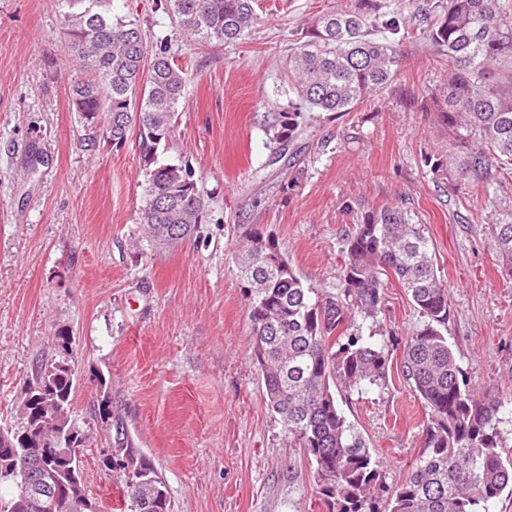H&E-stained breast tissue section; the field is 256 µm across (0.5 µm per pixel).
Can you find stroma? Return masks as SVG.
<instances>
[{
	"label": "stroma",
	"instance_id": "stroma-1",
	"mask_svg": "<svg viewBox=\"0 0 512 512\" xmlns=\"http://www.w3.org/2000/svg\"><path fill=\"white\" fill-rule=\"evenodd\" d=\"M336 4L257 0L245 42L182 43L189 78L158 160L192 164L210 217L199 238L157 250L140 222L137 133L118 148L89 146L73 110L81 71L62 42L58 0H0V427L21 430L25 380L37 360L59 356L57 336L70 337L73 417L88 437L83 478L104 512H123L116 475L102 465L106 397L174 512H327L313 465L265 403L237 256L261 231L305 282L329 289L345 229L397 203L428 229L450 298L448 342L472 383L504 400L499 429L512 448V276L486 232L484 202L440 191L426 165L448 148L430 101L446 68L400 43L390 85L355 111L314 113L287 156L271 159L267 121L292 98L288 41ZM112 13L149 34L175 32L155 0H112ZM417 320L392 280L362 331L399 349ZM339 406L385 461L388 485L400 484L427 424L400 368Z\"/></svg>",
	"mask_w": 512,
	"mask_h": 512
}]
</instances>
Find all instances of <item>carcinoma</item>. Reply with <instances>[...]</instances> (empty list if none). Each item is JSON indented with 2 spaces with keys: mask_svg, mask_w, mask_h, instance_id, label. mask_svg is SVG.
I'll return each instance as SVG.
<instances>
[{
  "mask_svg": "<svg viewBox=\"0 0 512 512\" xmlns=\"http://www.w3.org/2000/svg\"><path fill=\"white\" fill-rule=\"evenodd\" d=\"M66 8L65 48L84 69L71 103L103 141L119 146L138 128L146 169L141 223L149 241L173 245L199 232L208 205L190 162L161 164L157 150L172 136L188 79L179 50L167 37H147L136 19L112 16V0H60ZM256 0H156L200 46L247 40L257 24ZM428 48L448 70L446 87L431 94L436 122L448 129V153L430 172L464 199L483 198L491 208L487 232L502 265L512 273V205L498 197L512 177V0H428L406 22L391 0H344L315 14L288 49V71L298 102L273 113L267 147L279 153L308 112H350L393 80L397 50L387 34ZM248 299L255 364L271 412L280 417L291 447L315 465L316 494L328 512H490V503L512 487V455L503 449L498 414L504 402L467 379L448 344V288L437 275L426 226L409 210L383 206L364 213L346 233L336 285L307 284L275 242L252 233L241 267ZM406 290L419 320L403 344L401 373L423 403V448L404 480L386 487V466L339 408L350 396L387 385L393 349L368 341L360 322L374 319L387 279ZM65 356L36 362L26 390L49 382L52 400L72 407L71 339L57 337ZM99 417L112 447L133 464L140 486L125 484L147 512H172L165 482L130 435L125 416L102 403ZM57 448L82 444L74 419ZM46 479L63 493L83 481L81 456H55ZM0 512H17L18 490L0 477Z\"/></svg>",
  "mask_w": 512,
  "mask_h": 512,
  "instance_id": "obj_1",
  "label": "carcinoma"
}]
</instances>
